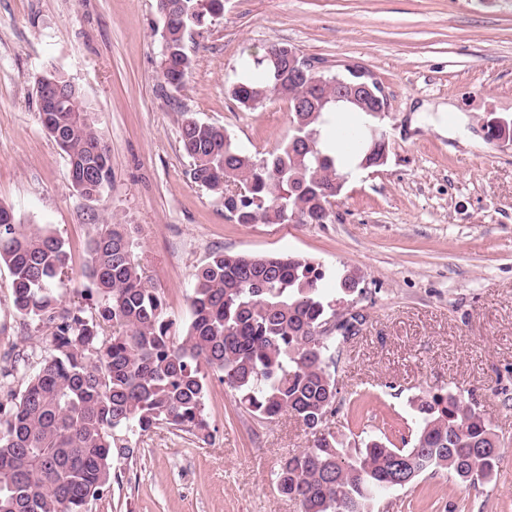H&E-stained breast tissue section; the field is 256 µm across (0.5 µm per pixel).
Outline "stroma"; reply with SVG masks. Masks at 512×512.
Here are the masks:
<instances>
[{
    "instance_id": "35a3bbf8",
    "label": "stroma",
    "mask_w": 512,
    "mask_h": 512,
    "mask_svg": "<svg viewBox=\"0 0 512 512\" xmlns=\"http://www.w3.org/2000/svg\"><path fill=\"white\" fill-rule=\"evenodd\" d=\"M162 29L156 0H0V202L64 241L59 299L94 306L83 270L98 224L128 226L180 326L215 251L291 253L331 279L354 271L361 291L345 303L364 322L341 348L330 428L397 444L414 428L413 399L448 390L472 394L503 442L490 483L427 473L374 512H512V147L479 131L488 115L512 116V0H224L220 21L189 39L196 65L178 92L161 76ZM278 43L335 72L362 66L388 97L387 159L348 177L328 224L235 223L187 175L185 117L256 157L287 138V101L243 111L228 94L241 57ZM44 71L77 85L109 146L112 180L95 199L74 191L42 127ZM19 353L35 362L43 348L0 266V359ZM205 408L210 443L163 427L134 439L88 512H300L273 471L310 431L288 415L258 420L213 374Z\"/></svg>"
}]
</instances>
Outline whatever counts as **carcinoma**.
Here are the masks:
<instances>
[{"label":"carcinoma","mask_w":512,"mask_h":512,"mask_svg":"<svg viewBox=\"0 0 512 512\" xmlns=\"http://www.w3.org/2000/svg\"><path fill=\"white\" fill-rule=\"evenodd\" d=\"M179 25L164 29L171 43L164 82L175 91L195 65L192 30L218 21L224 0H178ZM301 74L285 45L273 44L241 61L229 85L232 99L253 109L272 96L288 100V139L256 158L223 127L187 117L180 141L192 182L218 196L238 224L331 222L332 200L344 187L348 159L358 168L384 164L380 124L386 102L352 86L318 87ZM358 123L345 127L351 156L322 136L339 106ZM44 129L69 130L61 150L76 168L94 164L82 196L110 182L109 150L77 112H43ZM235 189H229V186ZM122 224H97L84 276L100 301L88 313L63 306L55 289L69 277L65 244L50 228L18 224L0 204V265L11 276L17 313L39 333L45 355L17 393L0 399V512H85L116 478L114 459L134 453L132 438L159 426L212 440L205 411V371L234 391L255 416L282 414L312 431L310 446L283 457L277 491L302 512H372L384 493L404 489L426 472L444 471L464 488L490 481L502 441L471 401L456 392L428 393L413 402L416 430L409 447L368 436L351 448L327 425L336 414V356L363 324L358 312L337 309L324 289L325 271L291 254L213 253L195 274L190 319L180 329L167 317L158 289L143 280ZM358 291L352 273L336 277V293ZM336 331L321 327L328 319ZM112 335H103L104 326ZM405 459L407 481L395 479Z\"/></svg>","instance_id":"1"}]
</instances>
